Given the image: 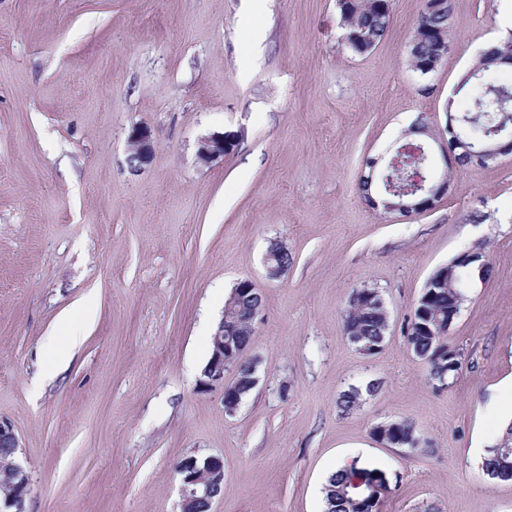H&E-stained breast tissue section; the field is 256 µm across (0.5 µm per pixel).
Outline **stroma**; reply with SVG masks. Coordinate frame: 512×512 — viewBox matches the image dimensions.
Returning <instances> with one entry per match:
<instances>
[{"mask_svg":"<svg viewBox=\"0 0 512 512\" xmlns=\"http://www.w3.org/2000/svg\"><path fill=\"white\" fill-rule=\"evenodd\" d=\"M421 7L392 0L387 35L356 55L336 0H0V418L31 470L26 512H178L191 453L224 460L212 512H323L341 464L386 473L379 512H512V482L478 460L512 373V154L460 168L433 151L448 192L409 216L360 189L406 122L445 129L477 49L512 32L504 0H450L448 53L424 77L409 61ZM137 127L154 154L135 170ZM214 132L235 146L201 164ZM275 241L294 262L271 280ZM477 245L489 274L466 291L448 335L462 367L437 391L403 328L432 273ZM244 280L264 301L246 351L260 382L229 415L197 372ZM363 287L390 312L370 356L343 329ZM84 298L93 318L71 344L58 318ZM396 420L426 447L378 443ZM376 391L377 387L373 383H368L364 389L356 386L350 387L342 394L338 407L342 412H350L361 405L364 395L372 396Z\"/></svg>","mask_w":512,"mask_h":512,"instance_id":"35a3bbf8","label":"stroma"}]
</instances>
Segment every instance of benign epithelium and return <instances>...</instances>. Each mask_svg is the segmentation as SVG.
<instances>
[{"label":"benign epithelium","mask_w":512,"mask_h":512,"mask_svg":"<svg viewBox=\"0 0 512 512\" xmlns=\"http://www.w3.org/2000/svg\"><path fill=\"white\" fill-rule=\"evenodd\" d=\"M447 132L450 138L442 135L435 136L440 149H451L460 156L475 158L478 165H487L506 153H512V131L506 130L498 137L491 138L481 145H474L466 136V119L447 113ZM229 137L222 133H214L201 138L198 142L197 159L203 164H209L227 153ZM153 154V142L148 129H136L130 139V155L128 161L134 169L148 162ZM449 188L448 173L441 177L429 178L420 188V191L410 194L395 193L388 190V200L383 202L385 209L397 211L404 215L429 210L434 201L443 197ZM243 358L227 359L224 357V322H219L215 333L214 348L203 368L200 386L205 390L220 388L222 390L233 385L227 380V375L237 376V365ZM4 442L13 449L8 471L3 483L5 508L8 512H25L26 499L30 494L31 473L28 471L21 457L19 437L16 435L10 422L0 419V442ZM178 471L182 473L180 479V512H191L193 505L200 499L207 498L215 501L220 498L219 490L224 484V460L215 455L199 457L195 454L185 456L178 464Z\"/></svg>","instance_id":"7a95c632"}]
</instances>
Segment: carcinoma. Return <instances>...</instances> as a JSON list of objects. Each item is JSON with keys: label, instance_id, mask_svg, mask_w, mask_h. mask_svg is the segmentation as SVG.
Here are the masks:
<instances>
[{"label": "carcinoma", "instance_id": "1", "mask_svg": "<svg viewBox=\"0 0 512 512\" xmlns=\"http://www.w3.org/2000/svg\"><path fill=\"white\" fill-rule=\"evenodd\" d=\"M344 40L355 54L374 49L386 35L391 23V0H336ZM452 22L448 11H421L412 36L409 58L413 68L429 62H440L448 54ZM512 51V41L502 48L481 56L472 68L480 77L469 80L460 93L466 97L461 110L452 103V111L467 113V133L477 142L497 130L508 127L507 114H512V82L494 77L502 55ZM474 268L459 266L456 261L436 270L427 280L415 311L404 329L409 349L429 367L428 380H437L434 388H447L459 367L448 356V311L461 308L465 288ZM263 305L262 294L248 281L239 282L224 303V349L244 350L253 332L255 308ZM389 312L382 294L375 288L352 290L344 314V330L350 342L364 355L377 353L389 331ZM247 361L238 370L235 385L224 395L226 401L242 399L252 390V368ZM373 383L345 391L338 407L350 412L359 407L364 396H372ZM372 435L386 445L414 450L420 443L414 425L407 420L388 422L373 429ZM482 470L492 479L512 481V425L502 433L494 447L487 450ZM378 469L343 467L330 475L324 488V512H375L376 504L390 493V483L375 482Z\"/></svg>", "mask_w": 512, "mask_h": 512}]
</instances>
